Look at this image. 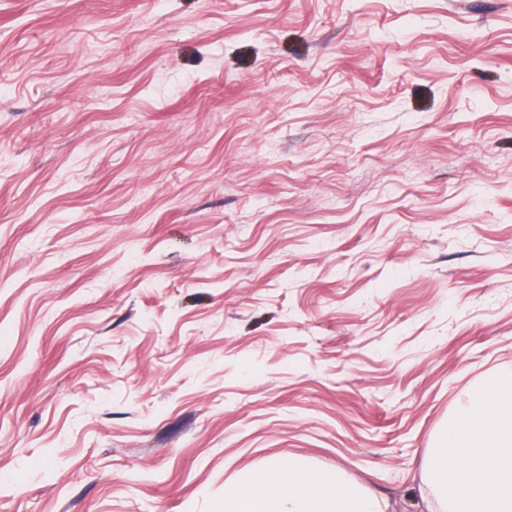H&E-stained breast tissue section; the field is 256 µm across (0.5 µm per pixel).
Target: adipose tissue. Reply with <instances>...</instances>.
Returning a JSON list of instances; mask_svg holds the SVG:
<instances>
[{
	"label": "adipose tissue",
	"mask_w": 512,
	"mask_h": 512,
	"mask_svg": "<svg viewBox=\"0 0 512 512\" xmlns=\"http://www.w3.org/2000/svg\"><path fill=\"white\" fill-rule=\"evenodd\" d=\"M438 512H512V373L484 383L421 473ZM340 472L274 460L224 489L222 512H388Z\"/></svg>",
	"instance_id": "ef3b65f1"
}]
</instances>
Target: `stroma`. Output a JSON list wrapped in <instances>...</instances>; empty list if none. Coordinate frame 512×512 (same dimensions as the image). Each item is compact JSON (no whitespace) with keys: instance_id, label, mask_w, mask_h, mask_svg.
<instances>
[{"instance_id":"obj_1","label":"stroma","mask_w":512,"mask_h":512,"mask_svg":"<svg viewBox=\"0 0 512 512\" xmlns=\"http://www.w3.org/2000/svg\"><path fill=\"white\" fill-rule=\"evenodd\" d=\"M506 372L512 0H0V512H428ZM386 501L348 485L338 471L272 460L224 489L221 512H388Z\"/></svg>"}]
</instances>
